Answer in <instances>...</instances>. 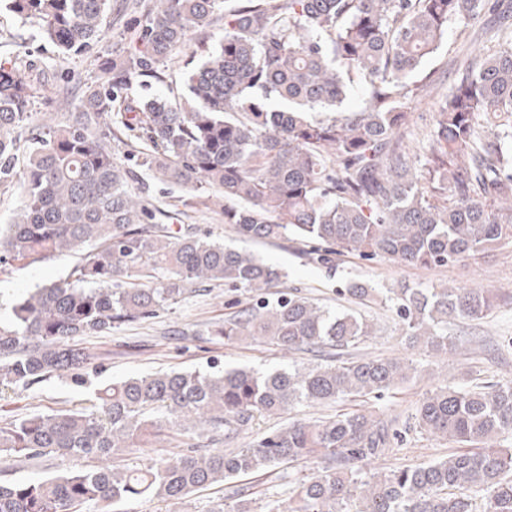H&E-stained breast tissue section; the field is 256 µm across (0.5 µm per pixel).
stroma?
Returning <instances> with one entry per match:
<instances>
[{
    "mask_svg": "<svg viewBox=\"0 0 512 512\" xmlns=\"http://www.w3.org/2000/svg\"><path fill=\"white\" fill-rule=\"evenodd\" d=\"M126 0H112L102 28L103 36L93 50L59 59L56 47L43 40L30 25L16 14L0 11V61L21 53L36 76L41 94L35 100L26 128L37 129L48 117L63 120L65 113L76 111L78 95L91 82L100 79L112 61L135 53L139 46L136 34L143 12H130ZM224 32V12L216 10L209 26L196 31L170 60L159 66L158 78L141 77L136 92L155 94L171 103H178L188 94V75L200 60L202 46H215ZM470 39L460 37L456 24H449L439 49L428 56L421 76L431 82L423 97L410 104L412 112L410 137L427 140L430 115L434 112L439 94L451 92L458 81V69L469 52L486 58L506 42L507 31L496 23L480 18L470 30ZM134 188H145L147 195L160 208L168 211L173 223L195 225L200 235L226 247L246 250L277 267L281 287L297 295L313 299L321 305L343 308L348 304L343 290L351 283L363 282L375 288L379 303L364 308L368 320L375 323L376 333L360 344L357 352L368 357L408 359L416 368L415 374L382 399L369 400L366 408L373 415L398 419L405 430L398 442L378 460L381 468L415 467L447 455L453 442L436 439L417 429L413 416L425 394L446 383L465 385L472 380H512V299L498 305L479 321H452L448 334L459 349L448 358H439L422 348L409 347L398 319L382 301L388 289L407 282L427 288L466 287L512 292V241L502 242L473 259L445 267L405 266L377 257L366 260L355 253H333L328 259L308 256L295 240L262 243L244 240L222 216L211 212L185 210L183 202L192 194L186 187L172 186L154 178L151 173L138 172ZM75 260L69 256L26 268L0 273V322L9 323L17 299L35 286L63 280L70 276ZM250 293L231 290L208 283L190 284L187 293L177 302L165 305L152 317L114 328L108 336H85L80 346L99 353L104 370L90 377L85 386L78 387L70 379L54 377L31 389L9 394L0 400V422L36 412L70 409L85 404L95 389L115 379L140 377L171 370L204 369L210 363L247 365L268 369L298 362L316 364V356L288 351L260 341L224 340L212 336L217 324L233 318L249 306ZM351 402L304 405L295 407L280 417L258 416L233 442L242 447L253 440L296 420L328 419L336 414L354 410ZM223 434L201 436L190 432L182 437L179 448L171 449L153 444L146 448H131L115 458L120 467H140L152 460L174 455H196L215 448H224ZM72 466L70 459L46 456L26 461L14 458L0 462V477L32 480L58 475ZM315 461L301 462L278 469L262 486L258 512H273L284 502L293 483L318 470ZM224 498L223 485L216 484L195 491L182 503L141 497L126 503V512H212Z\"/></svg>",
    "mask_w": 512,
    "mask_h": 512,
    "instance_id": "1",
    "label": "stroma"
}]
</instances>
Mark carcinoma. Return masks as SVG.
<instances>
[{
    "label": "carcinoma",
    "mask_w": 512,
    "mask_h": 512,
    "mask_svg": "<svg viewBox=\"0 0 512 512\" xmlns=\"http://www.w3.org/2000/svg\"><path fill=\"white\" fill-rule=\"evenodd\" d=\"M66 58L102 39L108 0H9ZM219 0H159L141 26L138 52L115 61L64 122L27 140L19 131L38 92L19 58L0 66V185L22 206L0 224V271L20 262L77 258L76 279L37 286L0 324V397L52 377L87 384L100 373L84 336H108L174 302L196 281L260 291L279 271L255 255L173 230L165 211L132 193L135 170L116 162L112 126L139 131L150 148L135 165L162 181L204 188L198 204L223 203L224 223L250 240L292 236L325 249L421 266L463 261L512 240V40L466 64L431 113L423 161L403 146L412 80L442 43L505 0H247L224 12V36L202 50L178 104L129 95L135 78L209 25ZM362 106H341L353 88ZM356 304L374 289L355 282ZM409 346L446 357L448 320L487 316L481 288L390 289ZM212 335L261 340L297 352L328 351L312 367L159 372L115 381L88 406L32 413L0 424V457L57 455L80 466L54 478L0 480V512H109L139 497L179 501L224 484L211 512H256L257 485L283 464L315 459L279 512H512V382L445 384L415 414L429 435L459 444L415 468L365 470L401 437L398 424L359 410L285 426L243 448L161 458L141 468L106 464L158 438L176 446L190 430L230 441L257 415L290 406L367 402L414 371L400 358L345 360L373 335L354 309L332 311L282 292L264 297ZM244 477L252 478L247 483Z\"/></svg>",
    "instance_id": "cac0c4a2"
}]
</instances>
